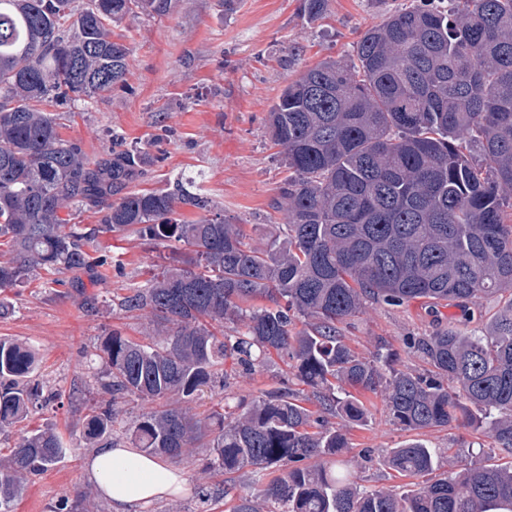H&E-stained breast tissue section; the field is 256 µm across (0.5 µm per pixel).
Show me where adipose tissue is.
<instances>
[{
	"label": "adipose tissue",
	"mask_w": 512,
	"mask_h": 512,
	"mask_svg": "<svg viewBox=\"0 0 512 512\" xmlns=\"http://www.w3.org/2000/svg\"><path fill=\"white\" fill-rule=\"evenodd\" d=\"M84 467L111 512H142L146 506L180 495L188 484L182 470L121 443L93 449Z\"/></svg>",
	"instance_id": "obj_1"
}]
</instances>
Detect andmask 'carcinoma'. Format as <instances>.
I'll return each instance as SVG.
<instances>
[{
	"label": "carcinoma",
	"instance_id": "cac0c4a2",
	"mask_svg": "<svg viewBox=\"0 0 512 512\" xmlns=\"http://www.w3.org/2000/svg\"><path fill=\"white\" fill-rule=\"evenodd\" d=\"M454 2L412 0L360 37L355 59H325L283 89L268 112L288 168L271 203L280 222L252 247L219 214L176 218L207 207L193 178L134 190L147 153L116 133L92 161L44 109L126 84L131 49L114 29L167 15L174 0H0V316L35 272L89 267L85 246L100 235L186 247L118 299L154 334L101 342L102 399L84 417L85 443H114L112 402L130 396L145 404L134 447L172 458L209 448L207 470L248 468L259 480L279 471L232 512H512V460L489 453L436 478L439 452L410 440L385 464L424 483L367 489L330 422L363 421L371 394L405 430L454 425L512 457V0ZM326 4L302 0L301 10L315 20ZM88 208L100 224L82 233L72 220ZM490 297L501 307L484 325L412 339L422 373L400 368L382 338L353 351L338 327L379 302ZM226 323L236 335L217 334ZM274 356L290 369L281 387L238 413H187L227 360L251 374ZM35 363L30 347L0 339L1 425L52 400L32 380ZM65 454L52 428L25 430L0 456V512Z\"/></svg>",
	"mask_w": 512,
	"mask_h": 512
}]
</instances>
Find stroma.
Here are the masks:
<instances>
[{"label": "stroma", "mask_w": 512, "mask_h": 512, "mask_svg": "<svg viewBox=\"0 0 512 512\" xmlns=\"http://www.w3.org/2000/svg\"><path fill=\"white\" fill-rule=\"evenodd\" d=\"M409 2L327 0L324 16L312 20L301 12V0H233L229 5L177 0L170 14L143 15L131 23L126 84L76 103L60 133L93 160L111 151L113 134H121L126 144L151 157L139 188H163L181 175L195 178L209 211L243 225L248 243L263 246L276 218L269 203L288 174L267 127L270 106L303 69L329 57L348 59L361 33ZM159 112L168 115L162 129L154 123ZM172 249L167 241L146 244L133 236H99L87 248L96 264L75 274V287L51 285L48 274H39L14 296V314L0 318V337L33 345L39 355L35 381L59 394L54 405L34 413L26 424L0 428V449L11 448L23 428L41 425L54 427L68 444L65 459L31 478L16 512H50L59 500L90 490L84 473L89 448L81 422L97 399L88 389L99 367L95 348L114 330L137 340L151 335L148 319L112 301L131 284L143 282ZM102 257L108 260L103 267L97 264ZM490 308L487 302L466 308L432 307L420 300L400 307L373 304L341 329L360 352L383 337L401 365L415 368L419 361L406 348L410 337L485 321ZM285 376L278 361L255 374L232 377L226 388H204L191 411L203 416L227 402L252 400L279 387ZM368 408L366 422L342 426L346 454L358 457L363 486L404 484L384 458L411 434L393 424L380 398L370 397ZM209 455V449L192 448L175 459V467L188 476L187 490L145 512H228L223 502L204 500L210 488L224 481L223 475L206 472Z\"/></svg>", "instance_id": "stroma-1"}]
</instances>
